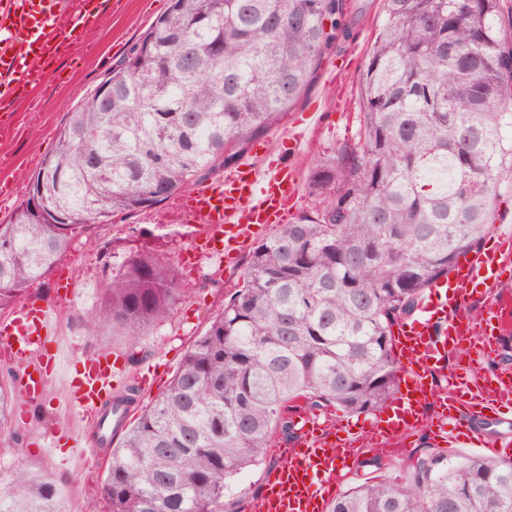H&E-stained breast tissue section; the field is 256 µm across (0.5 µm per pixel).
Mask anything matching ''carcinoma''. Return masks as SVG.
<instances>
[{"mask_svg":"<svg viewBox=\"0 0 512 512\" xmlns=\"http://www.w3.org/2000/svg\"><path fill=\"white\" fill-rule=\"evenodd\" d=\"M500 0H383L359 79L360 143L310 180L318 208L252 250L243 285L190 346L166 392L108 453L109 512H224L226 480L298 428L285 404L373 413L393 398V328L489 233L512 173V44ZM344 0H171L83 96L32 177L47 214L0 224V313L77 235L150 209L232 159L307 89L345 32ZM176 271L137 252L102 290L92 335L134 340L178 299ZM407 478H365L328 512H512V461L429 448ZM0 512H66L43 475H0Z\"/></svg>","mask_w":512,"mask_h":512,"instance_id":"1","label":"carcinoma"}]
</instances>
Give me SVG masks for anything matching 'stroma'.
<instances>
[{
	"label": "stroma",
	"mask_w": 512,
	"mask_h": 512,
	"mask_svg": "<svg viewBox=\"0 0 512 512\" xmlns=\"http://www.w3.org/2000/svg\"><path fill=\"white\" fill-rule=\"evenodd\" d=\"M347 3L351 9L349 31L325 52L307 91L263 134L246 141L237 161L223 168L229 175L245 160L293 162L299 172V197L281 224L296 223L301 215L316 209L318 200L309 191L312 172L338 148L359 140L362 106L357 79L368 62L375 30L383 18L382 0ZM169 5L170 0H119L98 26L78 36L77 59L64 58L47 65V82L22 102L15 128L0 135V222L10 219L42 160L55 152L67 112L128 55L140 35L167 12ZM313 111L321 120L307 123ZM303 122L308 129L298 147L281 131ZM281 224L267 225L260 239L277 234ZM191 233L172 198L99 228L95 243H87L81 235L75 237L70 252L48 278L33 284L31 299L48 305L55 316L59 360L46 395L25 404L23 419L9 417L7 425L0 427V472L27 467L52 478L64 494L69 512H103L100 488L106 476L105 459L87 453L95 445V426L80 421V440L76 443L55 434V425L65 420L61 395L83 363L111 351L126 357L122 387H136L143 374L152 377L149 391L138 392L136 408L149 405L168 388L194 340L241 286L250 258L245 249L233 264L210 257L194 269H185L182 257ZM139 249L150 250L160 263L176 269V303L166 319L150 325L137 340L107 331L89 335L84 322L97 312L104 286ZM282 463V457L269 452L258 466L237 475L224 500L227 512H250L251 502L264 490L266 474Z\"/></svg>",
	"instance_id": "35a3bbf8"
}]
</instances>
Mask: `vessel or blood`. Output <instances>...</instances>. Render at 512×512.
I'll return each mask as SVG.
<instances>
[{
    "label": "vessel or blood",
    "instance_id": "obj_1",
    "mask_svg": "<svg viewBox=\"0 0 512 512\" xmlns=\"http://www.w3.org/2000/svg\"><path fill=\"white\" fill-rule=\"evenodd\" d=\"M109 0H7L9 25H0V124L9 125L17 109V92L36 89L46 79L40 67L50 56L71 53L70 33L91 26ZM299 193V173L293 165L244 163L235 176L194 187L182 204L187 221L199 224L192 237L196 255L233 251L275 222ZM512 261V231L500 233L494 247L469 252L446 280L421 299L417 315L402 325L395 338L399 371L394 398L369 423V438L361 440L350 426L336 419L318 421L307 411L293 413L299 437L283 448L284 465L266 477V489L254 502V512H327L345 478L348 461L364 450L398 456L416 429L430 427L440 442L475 446L487 455L512 454V441L485 440L478 424L512 408V373L468 376L466 368L438 385L436 370L455 356L462 342L479 354L496 351L506 326L503 303L493 294L504 263ZM491 296L489 320L476 324L467 305L476 291ZM57 335L53 312L35 300L26 301L0 320V352L24 369L20 393L41 397L51 380L48 347ZM111 354L99 356L79 383L69 385L66 400L83 416L98 417L113 380L122 375Z\"/></svg>",
    "mask_w": 512,
    "mask_h": 512
}]
</instances>
